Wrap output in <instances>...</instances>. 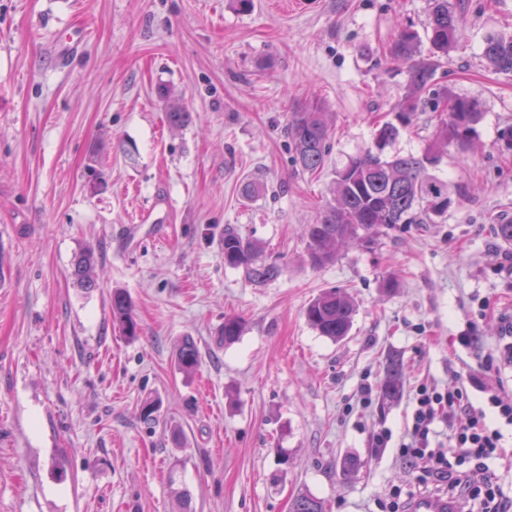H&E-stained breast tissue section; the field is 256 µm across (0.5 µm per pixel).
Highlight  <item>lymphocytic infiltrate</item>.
<instances>
[{"instance_id": "obj_1", "label": "lymphocytic infiltrate", "mask_w": 512, "mask_h": 512, "mask_svg": "<svg viewBox=\"0 0 512 512\" xmlns=\"http://www.w3.org/2000/svg\"><path fill=\"white\" fill-rule=\"evenodd\" d=\"M468 388L440 392L422 385L412 398L411 424L400 443L403 457L426 459L431 463L429 479L446 482L449 491L477 512H503V498L494 484L488 459L501 446L503 435L487 421V409H494L501 424L512 426V396L489 386L484 377L470 376ZM475 389L487 397V408L474 406L467 394ZM451 431L449 441L439 439L435 424ZM469 463L468 473L459 466Z\"/></svg>"}]
</instances>
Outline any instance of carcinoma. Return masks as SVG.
Segmentation results:
<instances>
[{
    "label": "carcinoma",
    "mask_w": 512,
    "mask_h": 512,
    "mask_svg": "<svg viewBox=\"0 0 512 512\" xmlns=\"http://www.w3.org/2000/svg\"><path fill=\"white\" fill-rule=\"evenodd\" d=\"M464 12L452 0H429V18L424 35L408 28L397 32L388 46L394 61L408 68V91L393 108L392 118L376 125L374 147L348 158L336 170L333 202L307 225L306 245L309 262L318 268L336 261L338 247L343 243L371 244L385 229L400 224H435L448 214V181L431 173L440 160V152L450 146L468 152L476 144V125L482 118L480 103L461 97L446 88H434V75L441 60L448 55L461 36ZM427 53H422V41ZM489 66L512 74V35H487L481 46ZM444 112L435 125L431 144L422 155L395 154L387 159L383 151L412 125L419 112ZM166 117L173 126L188 123L190 113L176 99L168 100ZM287 134L293 163L303 173L322 169L328 152V113L317 105L291 113ZM224 265L244 268L251 280L262 284L277 278L281 268L260 259L259 243L242 235L233 227L224 228L220 240ZM98 259L88 246L77 253L71 276L81 288L92 291L99 287L95 273ZM112 326L128 339L138 336L139 327L128 295L119 290L110 294ZM355 306L342 289L329 288L312 298L305 309L308 324L320 335L332 340L347 336L353 326ZM244 330L237 317H226L217 336L219 342L231 345ZM200 353L194 341L185 338L175 352L178 369L189 375L199 366ZM290 512H325L320 499L300 493Z\"/></svg>",
    "instance_id": "obj_1"
}]
</instances>
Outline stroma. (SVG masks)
Instances as JSON below:
<instances>
[{"label": "stroma", "instance_id": "1", "mask_svg": "<svg viewBox=\"0 0 512 512\" xmlns=\"http://www.w3.org/2000/svg\"><path fill=\"white\" fill-rule=\"evenodd\" d=\"M462 3L434 81L478 99L483 118L477 149L449 148L435 169L445 221L315 268L305 227L405 94L407 68L385 49L399 27L423 31L428 0H0V512H289L300 493L329 512H391L398 496H447L418 484L428 461L399 455L410 397L466 385L512 316V247L493 232L512 219V75L480 55L485 36L512 34V0ZM68 27L83 47L61 67L49 48ZM166 90L187 126L168 125ZM315 104L330 150L310 175L286 127ZM247 182L260 187L248 200ZM228 224L262 243L278 278L225 266ZM87 246L101 279L90 292L69 276ZM331 287L356 305L337 342L304 315ZM116 289L136 339L112 326ZM228 315L244 332L224 347ZM186 337L201 354L191 377L174 364ZM146 400L160 403L152 426ZM348 458L361 466L347 477Z\"/></svg>", "mask_w": 512, "mask_h": 512}]
</instances>
